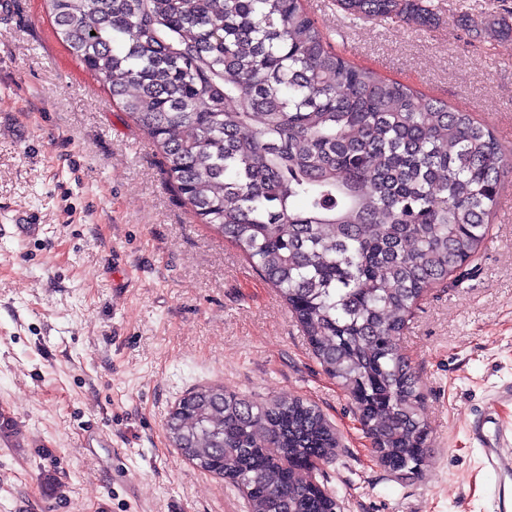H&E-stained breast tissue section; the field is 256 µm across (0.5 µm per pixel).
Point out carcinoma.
I'll return each mask as SVG.
<instances>
[{
	"label": "carcinoma",
	"instance_id": "carcinoma-1",
	"mask_svg": "<svg viewBox=\"0 0 512 512\" xmlns=\"http://www.w3.org/2000/svg\"><path fill=\"white\" fill-rule=\"evenodd\" d=\"M44 2L69 53L160 149L194 218L279 291L381 463L416 474L429 432L398 342L423 294L481 253L512 151L473 113L351 65L301 0ZM430 2L336 0L418 28L439 21ZM462 22L512 38V11ZM166 432L245 490L249 512L339 510L308 479L336 434L300 399L257 406L203 386Z\"/></svg>",
	"mask_w": 512,
	"mask_h": 512
}]
</instances>
